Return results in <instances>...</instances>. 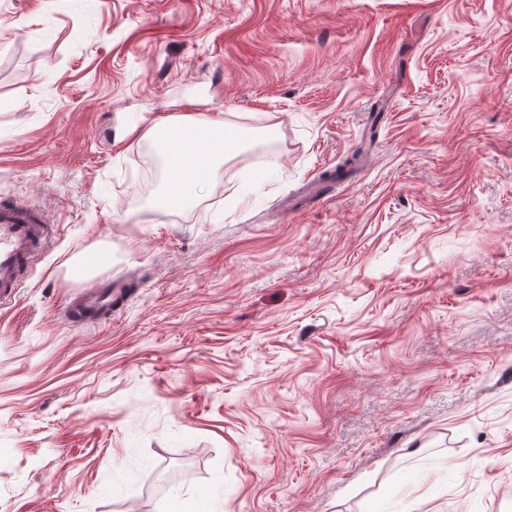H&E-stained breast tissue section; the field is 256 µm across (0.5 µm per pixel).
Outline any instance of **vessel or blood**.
Wrapping results in <instances>:
<instances>
[{
	"instance_id": "vessel-or-blood-1",
	"label": "vessel or blood",
	"mask_w": 512,
	"mask_h": 512,
	"mask_svg": "<svg viewBox=\"0 0 512 512\" xmlns=\"http://www.w3.org/2000/svg\"><path fill=\"white\" fill-rule=\"evenodd\" d=\"M56 233L44 212L27 203L0 199V305L12 302L34 258ZM118 298L111 286L85 293L65 309L74 322L108 323Z\"/></svg>"
}]
</instances>
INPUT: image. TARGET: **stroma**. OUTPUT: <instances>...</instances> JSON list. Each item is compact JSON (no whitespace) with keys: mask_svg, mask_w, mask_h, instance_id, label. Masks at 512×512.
<instances>
[{"mask_svg":"<svg viewBox=\"0 0 512 512\" xmlns=\"http://www.w3.org/2000/svg\"><path fill=\"white\" fill-rule=\"evenodd\" d=\"M178 114L250 143L164 217ZM0 197V512H512V0H0ZM55 233L56 226L42 210L0 199V306L12 302L32 261ZM121 296L112 292V281L100 289H90L83 298L64 310L73 322L108 323L112 320V305Z\"/></svg>","mask_w":512,"mask_h":512,"instance_id":"35a3bbf8","label":"stroma"}]
</instances>
